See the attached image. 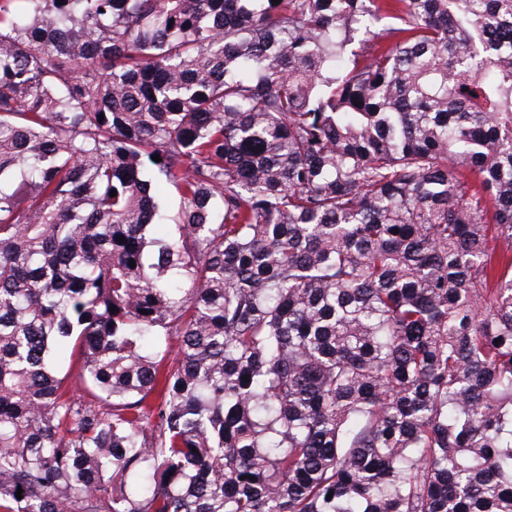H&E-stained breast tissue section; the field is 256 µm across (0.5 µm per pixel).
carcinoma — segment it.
Listing matches in <instances>:
<instances>
[{
    "mask_svg": "<svg viewBox=\"0 0 512 512\" xmlns=\"http://www.w3.org/2000/svg\"><path fill=\"white\" fill-rule=\"evenodd\" d=\"M0 512H512V0H0Z\"/></svg>",
    "mask_w": 512,
    "mask_h": 512,
    "instance_id": "1",
    "label": "carcinoma"
}]
</instances>
